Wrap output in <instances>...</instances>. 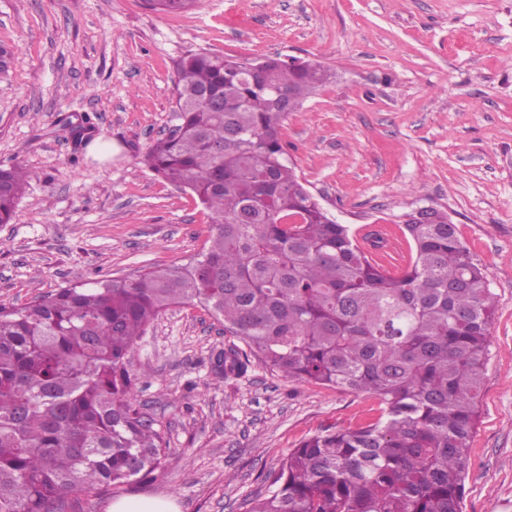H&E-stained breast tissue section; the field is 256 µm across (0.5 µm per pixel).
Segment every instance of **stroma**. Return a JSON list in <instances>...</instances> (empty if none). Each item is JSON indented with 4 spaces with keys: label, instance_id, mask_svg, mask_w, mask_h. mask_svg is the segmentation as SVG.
<instances>
[{
    "label": "stroma",
    "instance_id": "obj_1",
    "mask_svg": "<svg viewBox=\"0 0 512 512\" xmlns=\"http://www.w3.org/2000/svg\"><path fill=\"white\" fill-rule=\"evenodd\" d=\"M0 167L30 172L0 224V304L21 307L76 279L136 278L188 263L207 217L145 164L175 125L177 60L320 63L330 80L283 123L305 186L391 274L410 263L402 217L448 212L496 310L470 442L463 512H512V0H202L179 14L146 0H0ZM84 125L74 137L69 125ZM111 143L94 158L95 140ZM202 306L169 308L138 339L136 399L164 436V469L63 512L172 497L180 512H246L289 451L381 414L378 397L253 364L215 373L236 344Z\"/></svg>",
    "mask_w": 512,
    "mask_h": 512
}]
</instances>
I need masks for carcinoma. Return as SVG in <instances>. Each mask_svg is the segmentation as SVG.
Here are the masks:
<instances>
[{
	"instance_id": "1",
	"label": "carcinoma",
	"mask_w": 512,
	"mask_h": 512,
	"mask_svg": "<svg viewBox=\"0 0 512 512\" xmlns=\"http://www.w3.org/2000/svg\"><path fill=\"white\" fill-rule=\"evenodd\" d=\"M326 79L310 61H179L177 124L144 163L200 202L208 247L187 265L0 306V512H60L69 495L163 465L162 432L133 396L134 349L163 311L190 303L284 376L382 404L373 423L291 449L247 512H462L494 294L447 212L405 225L414 255L392 275L305 188L274 93L294 112ZM25 184L22 166L0 167V224ZM213 366L238 376L251 360L233 346Z\"/></svg>"
}]
</instances>
